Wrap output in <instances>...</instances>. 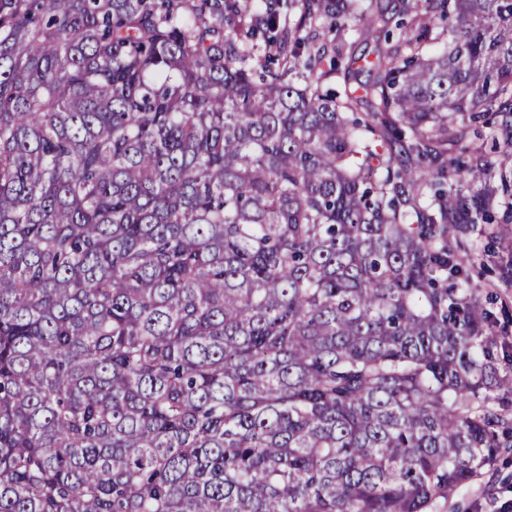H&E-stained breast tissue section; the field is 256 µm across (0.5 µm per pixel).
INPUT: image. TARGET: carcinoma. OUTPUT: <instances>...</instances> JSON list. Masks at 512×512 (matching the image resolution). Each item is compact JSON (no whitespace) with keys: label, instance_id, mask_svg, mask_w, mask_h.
Here are the masks:
<instances>
[{"label":"carcinoma","instance_id":"obj_1","mask_svg":"<svg viewBox=\"0 0 512 512\" xmlns=\"http://www.w3.org/2000/svg\"><path fill=\"white\" fill-rule=\"evenodd\" d=\"M372 2L0 0V512H431L512 448V0ZM473 244L475 265L472 269L471 288H475L483 297L486 292H493L497 296V306L505 307L509 314H512V288H490L492 284H497L499 272L491 265H483L480 260V254L483 247L488 242L487 234L478 235L477 232L471 236Z\"/></svg>","mask_w":512,"mask_h":512}]
</instances>
